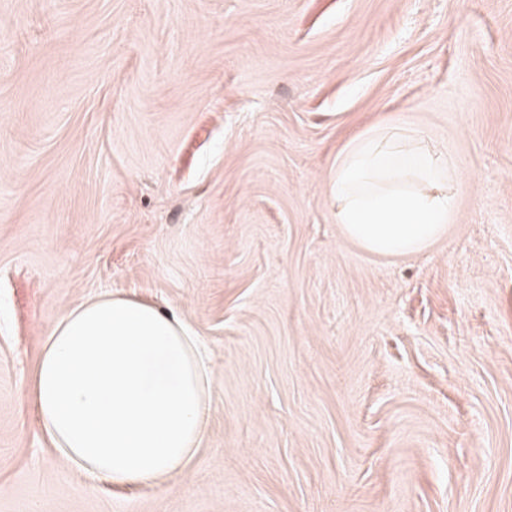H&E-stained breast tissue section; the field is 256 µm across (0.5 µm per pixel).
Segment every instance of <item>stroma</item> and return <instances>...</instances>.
Wrapping results in <instances>:
<instances>
[{
    "label": "stroma",
    "instance_id": "stroma-1",
    "mask_svg": "<svg viewBox=\"0 0 512 512\" xmlns=\"http://www.w3.org/2000/svg\"><path fill=\"white\" fill-rule=\"evenodd\" d=\"M375 128L451 160L420 252L336 222ZM102 294L211 391L179 473L89 493L29 385ZM0 512H512V0H0Z\"/></svg>",
    "mask_w": 512,
    "mask_h": 512
}]
</instances>
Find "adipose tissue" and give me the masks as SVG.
Masks as SVG:
<instances>
[{
    "label": "adipose tissue",
    "instance_id": "ef3b65f1",
    "mask_svg": "<svg viewBox=\"0 0 512 512\" xmlns=\"http://www.w3.org/2000/svg\"><path fill=\"white\" fill-rule=\"evenodd\" d=\"M208 374L198 336L128 298L68 310L32 379L43 430L94 480L149 484L190 461L202 437Z\"/></svg>",
    "mask_w": 512,
    "mask_h": 512
}]
</instances>
